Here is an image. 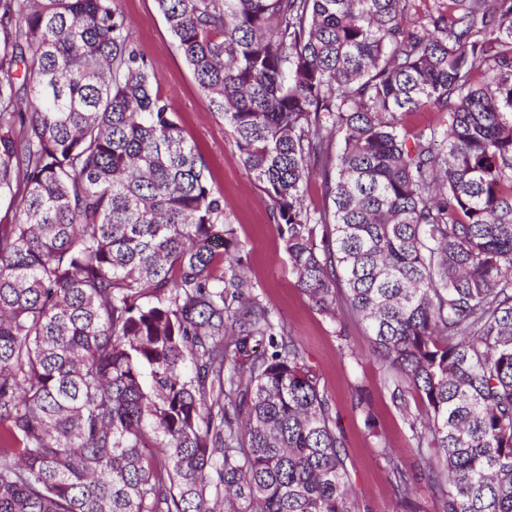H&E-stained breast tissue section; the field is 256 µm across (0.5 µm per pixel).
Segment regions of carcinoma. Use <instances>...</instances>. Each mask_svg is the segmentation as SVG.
<instances>
[{
	"instance_id": "obj_1",
	"label": "carcinoma",
	"mask_w": 512,
	"mask_h": 512,
	"mask_svg": "<svg viewBox=\"0 0 512 512\" xmlns=\"http://www.w3.org/2000/svg\"><path fill=\"white\" fill-rule=\"evenodd\" d=\"M155 2L440 512H512V0ZM206 170L114 0H0V512H359Z\"/></svg>"
}]
</instances>
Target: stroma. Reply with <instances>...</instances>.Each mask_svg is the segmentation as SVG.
Wrapping results in <instances>:
<instances>
[{"label":"stroma","instance_id":"obj_1","mask_svg":"<svg viewBox=\"0 0 512 512\" xmlns=\"http://www.w3.org/2000/svg\"><path fill=\"white\" fill-rule=\"evenodd\" d=\"M116 4L128 17L133 39L185 136L205 159L210 183L224 195V212L244 245L245 271L255 285V295L288 327L325 389L336 425L345 436L343 457L360 512H397L392 476L396 467L412 476L413 497L421 512H439L421 477L423 463L373 358L364 323L348 316L339 326L312 309L283 251L269 196L245 167L223 117L202 96L155 0H116ZM341 329L346 332L342 340L337 337ZM360 385L368 389L369 404L364 409L356 406ZM380 438L388 444L383 453L376 446Z\"/></svg>","mask_w":512,"mask_h":512}]
</instances>
